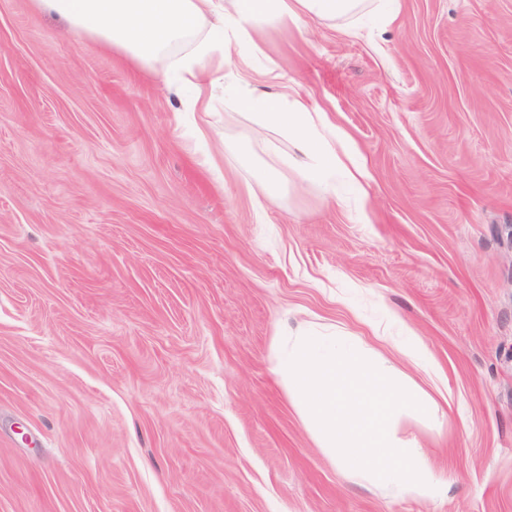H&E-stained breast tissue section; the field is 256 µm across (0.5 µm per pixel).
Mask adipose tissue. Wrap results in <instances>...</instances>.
<instances>
[{
    "mask_svg": "<svg viewBox=\"0 0 512 512\" xmlns=\"http://www.w3.org/2000/svg\"><path fill=\"white\" fill-rule=\"evenodd\" d=\"M391 0H37L40 9L64 18L74 31L95 36L106 44L147 61L170 48L190 44L178 64L196 102L214 84L209 62L223 47L245 43L249 55L239 57L238 74L250 88L239 101L257 113L256 131L264 139L287 138L288 165L317 178L328 198L336 196L337 178L352 186L360 181L349 165L346 142L326 113L315 111L298 91L269 94L254 85L255 57L263 49L257 38L260 20L350 21L366 12L387 21ZM273 78V68L260 71Z\"/></svg>",
    "mask_w": 512,
    "mask_h": 512,
    "instance_id": "1",
    "label": "adipose tissue"
}]
</instances>
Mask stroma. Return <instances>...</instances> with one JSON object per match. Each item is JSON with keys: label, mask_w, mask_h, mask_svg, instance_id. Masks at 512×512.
<instances>
[{"label": "stroma", "mask_w": 512, "mask_h": 512, "mask_svg": "<svg viewBox=\"0 0 512 512\" xmlns=\"http://www.w3.org/2000/svg\"><path fill=\"white\" fill-rule=\"evenodd\" d=\"M358 36L262 24L347 137L369 202H327L178 46L140 66L0 0V512H512V0H399ZM286 189L257 213V168ZM333 330L442 393L399 437L443 497L339 467L275 336Z\"/></svg>", "instance_id": "1"}]
</instances>
